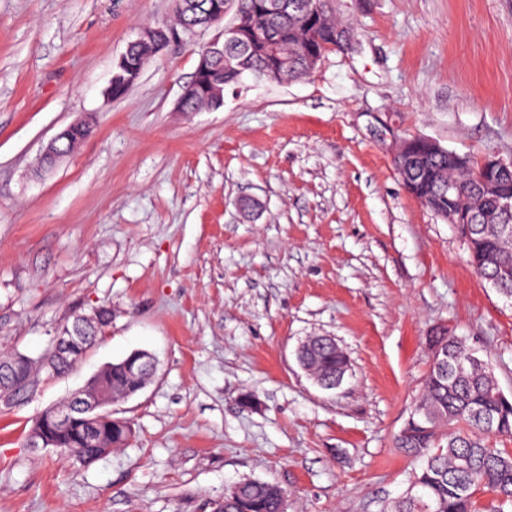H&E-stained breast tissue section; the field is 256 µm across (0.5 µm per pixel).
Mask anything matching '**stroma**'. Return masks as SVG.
I'll list each match as a JSON object with an SVG mask.
<instances>
[{"label":"stroma","instance_id":"obj_1","mask_svg":"<svg viewBox=\"0 0 512 512\" xmlns=\"http://www.w3.org/2000/svg\"><path fill=\"white\" fill-rule=\"evenodd\" d=\"M175 14L0 0V353L39 358L75 316L112 313L72 372L0 405V512H210L246 479L286 491L287 512H384L415 468L395 439L427 336L464 337L512 394V303L379 133L512 160V0H335L350 50L288 84L246 76L200 112L179 100L223 28L181 29L111 96L127 45ZM83 119L91 135L38 172ZM309 336L346 352L339 388L300 368ZM134 350L157 372L111 406L127 446L89 465L29 446L45 409Z\"/></svg>","mask_w":512,"mask_h":512}]
</instances>
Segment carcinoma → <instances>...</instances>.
Masks as SVG:
<instances>
[{
    "mask_svg": "<svg viewBox=\"0 0 512 512\" xmlns=\"http://www.w3.org/2000/svg\"><path fill=\"white\" fill-rule=\"evenodd\" d=\"M269 22L278 36L274 49L262 43L239 45V39L224 35V59L237 53L245 55L240 72L224 73V86L239 84L244 73L258 74L272 64L278 54L302 56L312 47L326 41L327 31L336 28V20L324 14L319 27L303 29L294 25L291 16L279 13ZM431 188L421 194L427 199L453 184L455 194L449 200L431 205L433 211L446 210L453 204L456 210L476 213L485 206L477 192L478 178L473 172L448 170V159L436 158L431 166ZM477 234L488 238L499 262L512 266V236L506 238L484 225L476 224ZM440 341L447 351L446 359L431 365L422 385L420 404L424 413L414 407L397 436L398 448L420 460L406 494L388 512H475V497L491 492L496 497L495 512L512 506V455L489 445L493 436H512V397L500 389L493 371L461 338L442 334ZM300 365L316 383L327 390L339 386L346 373L347 362L340 347L327 341H309L297 353ZM12 379L17 382L34 380L30 358L14 355ZM101 387L121 398L128 387L125 372L115 367L100 379ZM31 431L46 435L51 448L61 456L90 464L103 454L128 444L130 427L117 419L97 424L89 429L85 418L73 415L66 425H52L36 420ZM221 512H279V500L272 485L247 480L223 498Z\"/></svg>",
    "mask_w": 512,
    "mask_h": 512,
    "instance_id": "carcinoma-1",
    "label": "carcinoma"
}]
</instances>
